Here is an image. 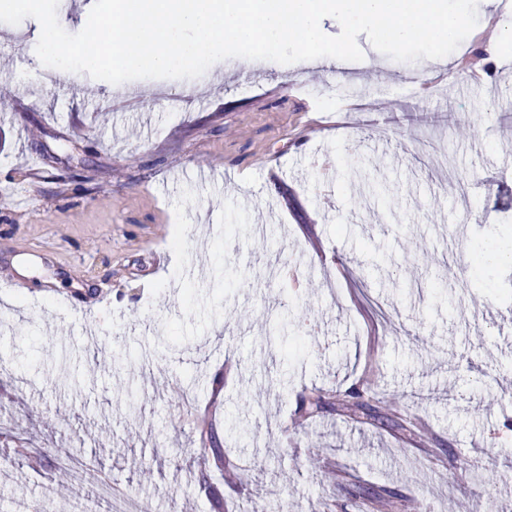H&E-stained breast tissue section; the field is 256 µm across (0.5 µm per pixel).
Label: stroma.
Returning a JSON list of instances; mask_svg holds the SVG:
<instances>
[{"instance_id": "stroma-1", "label": "stroma", "mask_w": 512, "mask_h": 512, "mask_svg": "<svg viewBox=\"0 0 512 512\" xmlns=\"http://www.w3.org/2000/svg\"><path fill=\"white\" fill-rule=\"evenodd\" d=\"M40 31L0 23V512H85L106 475L153 512H213L187 388L227 451L224 512H364L380 489L392 512L512 505V52L486 53L492 26L421 87L361 34L343 73L230 58L117 92L30 83ZM318 388L375 391L377 415L304 418Z\"/></svg>"}]
</instances>
